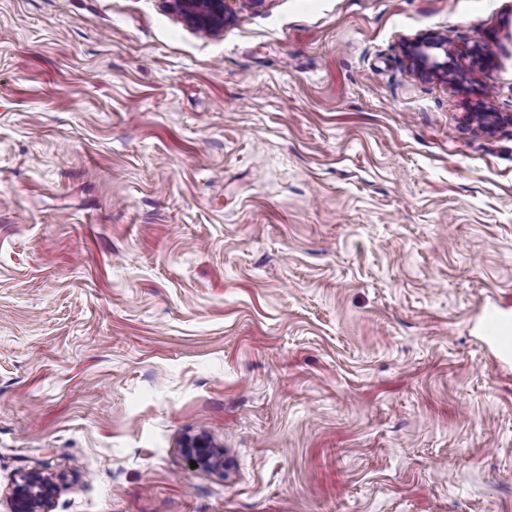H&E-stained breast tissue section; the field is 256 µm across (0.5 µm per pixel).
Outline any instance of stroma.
Returning a JSON list of instances; mask_svg holds the SVG:
<instances>
[{"label": "stroma", "mask_w": 512, "mask_h": 512, "mask_svg": "<svg viewBox=\"0 0 512 512\" xmlns=\"http://www.w3.org/2000/svg\"><path fill=\"white\" fill-rule=\"evenodd\" d=\"M230 7L0 0V512H512V0ZM183 21L198 32L213 34L224 27L230 9L228 0H170ZM444 59L441 61V55ZM448 43L433 37L418 38L407 45L406 56L416 70L440 78L448 76ZM482 334L485 341L493 344L502 356L512 357V316L506 309L489 306L485 310ZM182 452L189 465L191 461L196 462V469L219 470L224 468L223 449L213 448L201 439L187 441ZM56 485L39 470L28 471L15 483L11 495V512H49Z\"/></svg>", "instance_id": "1"}]
</instances>
